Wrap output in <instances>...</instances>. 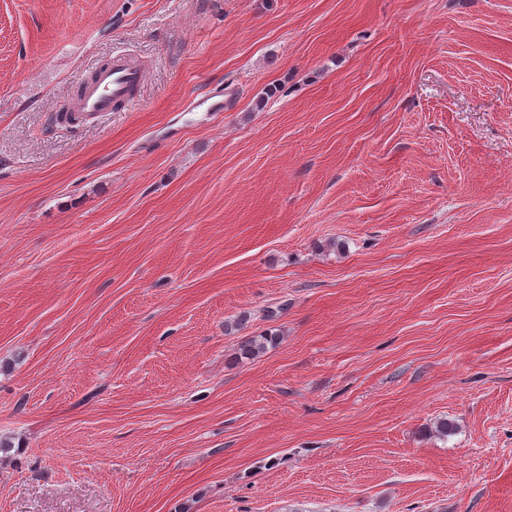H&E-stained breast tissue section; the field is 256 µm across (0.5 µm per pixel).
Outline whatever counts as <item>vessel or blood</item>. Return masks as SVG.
I'll list each match as a JSON object with an SVG mask.
<instances>
[{"instance_id": "obj_1", "label": "vessel or blood", "mask_w": 512, "mask_h": 512, "mask_svg": "<svg viewBox=\"0 0 512 512\" xmlns=\"http://www.w3.org/2000/svg\"><path fill=\"white\" fill-rule=\"evenodd\" d=\"M143 78V70L134 61L123 55L112 56L82 86L77 99L79 112L94 118L113 111L117 105L129 103Z\"/></svg>"}]
</instances>
